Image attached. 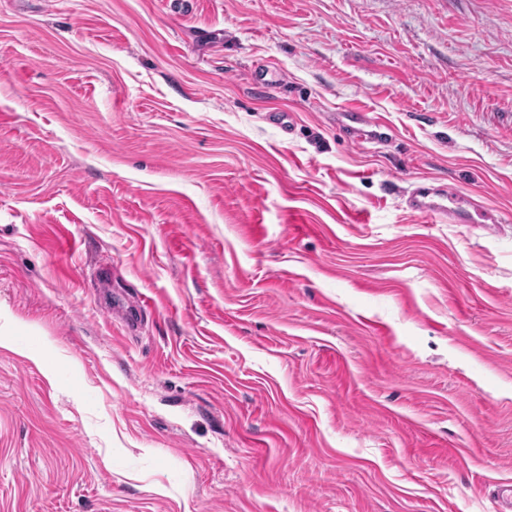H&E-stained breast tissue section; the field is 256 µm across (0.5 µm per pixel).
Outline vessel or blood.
Segmentation results:
<instances>
[{"mask_svg":"<svg viewBox=\"0 0 512 512\" xmlns=\"http://www.w3.org/2000/svg\"><path fill=\"white\" fill-rule=\"evenodd\" d=\"M333 122L345 130L356 144H386L391 140L389 128L379 118L358 107H344L332 114ZM406 210L414 216L435 224H494V212L471 197L451 191L447 185L418 181L412 184L405 198Z\"/></svg>","mask_w":512,"mask_h":512,"instance_id":"obj_1","label":"vessel or blood"}]
</instances>
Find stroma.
<instances>
[{"mask_svg":"<svg viewBox=\"0 0 512 512\" xmlns=\"http://www.w3.org/2000/svg\"><path fill=\"white\" fill-rule=\"evenodd\" d=\"M423 177L498 223L410 215ZM507 483L512 0H0V512H498ZM333 122L345 130L351 142L387 144L391 141L390 129L378 117L358 107H344L332 113Z\"/></svg>","mask_w":512,"mask_h":512,"instance_id":"obj_1","label":"stroma"}]
</instances>
